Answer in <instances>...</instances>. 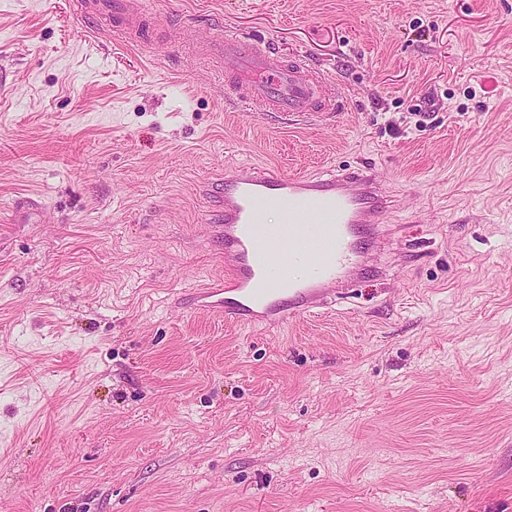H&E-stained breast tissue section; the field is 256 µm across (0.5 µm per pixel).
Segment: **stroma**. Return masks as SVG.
<instances>
[{
	"label": "stroma",
	"instance_id": "35a3bbf8",
	"mask_svg": "<svg viewBox=\"0 0 512 512\" xmlns=\"http://www.w3.org/2000/svg\"><path fill=\"white\" fill-rule=\"evenodd\" d=\"M0 0V512H512V0ZM231 25L334 81L224 103ZM376 168L383 280L278 330L175 308L225 170ZM77 16L81 24L96 29L99 19L108 16L114 22L113 32L125 41L138 42L140 17L145 2L139 0H76Z\"/></svg>",
	"mask_w": 512,
	"mask_h": 512
}]
</instances>
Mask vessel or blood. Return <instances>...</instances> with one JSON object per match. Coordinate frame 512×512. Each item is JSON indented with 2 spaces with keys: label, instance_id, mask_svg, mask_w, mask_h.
Segmentation results:
<instances>
[{
  "label": "vessel or blood",
  "instance_id": "vessel-or-blood-1",
  "mask_svg": "<svg viewBox=\"0 0 512 512\" xmlns=\"http://www.w3.org/2000/svg\"><path fill=\"white\" fill-rule=\"evenodd\" d=\"M81 24L111 17L113 31L139 36L142 0H75ZM225 63L226 104L239 112H333L334 82L305 56L283 58L277 47L233 27L209 47ZM219 213L212 223L224 254V275L189 294L197 312L264 329L280 328L335 302L362 281L364 259L378 248L383 216L393 205L374 168L323 176H286L254 166L225 171L213 185ZM280 221L267 223L269 211Z\"/></svg>",
  "mask_w": 512,
  "mask_h": 512
}]
</instances>
